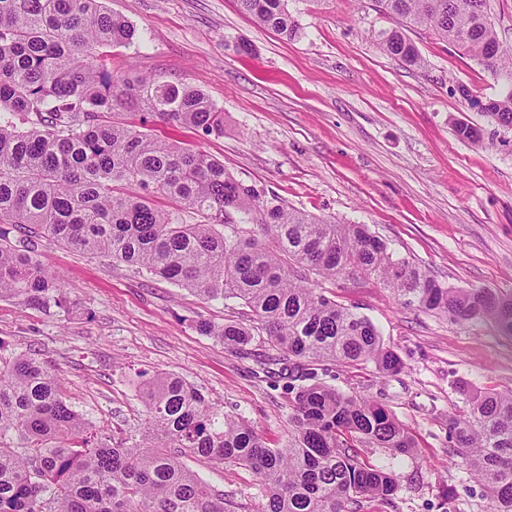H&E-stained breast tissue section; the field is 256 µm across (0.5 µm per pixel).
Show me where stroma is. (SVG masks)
<instances>
[{
  "mask_svg": "<svg viewBox=\"0 0 512 512\" xmlns=\"http://www.w3.org/2000/svg\"><path fill=\"white\" fill-rule=\"evenodd\" d=\"M139 32L110 47L113 74L163 75L203 89L224 114L204 134L149 122L154 134L211 155L238 181L313 216L368 225L395 255L453 288L512 293V132L458 92L495 97L506 82L430 31L410 37L425 60L408 67L385 55L391 28L374 0H288L298 21L284 39L241 13L236 0H103ZM480 128L483 145L459 138L455 121ZM42 262L65 282L63 305L32 307L0 297V354L48 362L67 402L101 428L141 438V380L181 376L224 412L245 418L269 447L287 438L288 382L202 335L199 321L239 317V305L139 273L104 255L41 242ZM328 297L367 317L403 361L393 375L373 364H329L318 379L365 395L413 433L417 454L362 457L390 467L392 502L364 512H488L481 483L450 454L446 419L465 406L461 388L512 389V340L489 323L457 324L405 306L376 279L325 281ZM187 465L224 492L235 512H257L259 479L242 467Z\"/></svg>",
  "mask_w": 512,
  "mask_h": 512,
  "instance_id": "1",
  "label": "stroma"
}]
</instances>
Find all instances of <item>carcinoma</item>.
Instances as JSON below:
<instances>
[{
	"label": "carcinoma",
	"mask_w": 512,
	"mask_h": 512,
	"mask_svg": "<svg viewBox=\"0 0 512 512\" xmlns=\"http://www.w3.org/2000/svg\"><path fill=\"white\" fill-rule=\"evenodd\" d=\"M395 22L382 51L409 67L422 57L407 31L424 27L497 75L512 68L488 0H376ZM239 10L291 39L299 28L287 0H237ZM136 27L102 0H0V296L28 306L61 301L62 284L42 263L37 239L109 254L141 273L207 300L248 309V322L198 331L256 358L270 372L293 361L295 388L282 448L266 445L241 417L216 408L177 375L141 383L147 433L117 437L75 412L47 363L0 356V512H233L224 494L186 466L192 457L252 471L262 482L260 512H360L362 500L388 502L393 472L360 458L382 448L393 459L417 444L395 415L360 395L316 381L324 362H372L402 369L371 321L317 292L309 276L376 278L406 305L458 323L487 320L512 337V295L449 288L397 258L365 224H338L266 198L192 146L116 119V112L161 118L175 128L224 131V115L202 89L154 75L121 78L101 47L130 45ZM463 99L512 132V81L495 99ZM457 135L483 144L459 122ZM137 185L144 193L130 190ZM163 195L173 211L156 206ZM203 221L185 224L181 213ZM239 215L231 224L227 213ZM24 229L5 246L10 231ZM264 336L282 353L250 348ZM310 384H304V381ZM450 453L488 490L490 512H512V389L479 392L448 418Z\"/></svg>",
	"instance_id": "1"
}]
</instances>
